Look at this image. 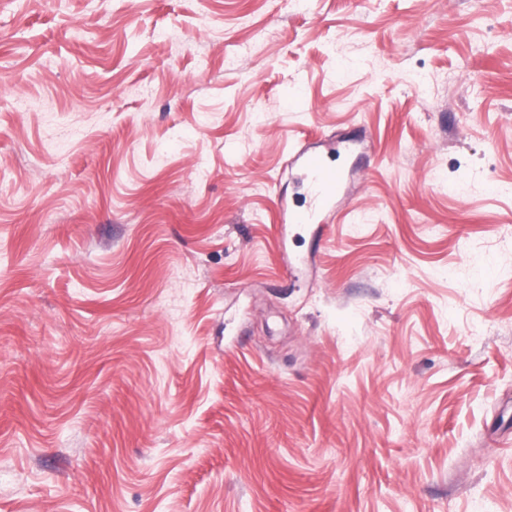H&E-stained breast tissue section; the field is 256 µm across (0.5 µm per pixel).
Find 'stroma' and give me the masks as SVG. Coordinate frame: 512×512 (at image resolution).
<instances>
[{"mask_svg": "<svg viewBox=\"0 0 512 512\" xmlns=\"http://www.w3.org/2000/svg\"><path fill=\"white\" fill-rule=\"evenodd\" d=\"M0 512H512V0H0ZM343 142L338 138L336 141H331L327 155L300 151L294 157V161L300 160L309 174V202L290 210L284 222L310 224L322 214L335 212L336 201L345 190L347 177L344 170L330 163L327 157L335 152L339 154V147Z\"/></svg>", "mask_w": 512, "mask_h": 512, "instance_id": "35a3bbf8", "label": "stroma"}]
</instances>
